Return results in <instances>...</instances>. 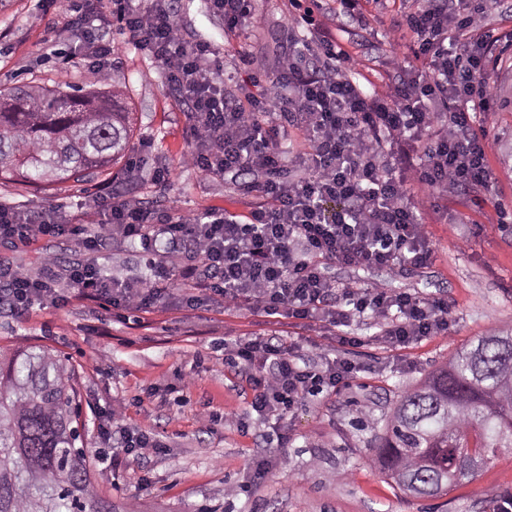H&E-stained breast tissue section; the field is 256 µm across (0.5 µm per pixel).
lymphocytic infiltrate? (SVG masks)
Wrapping results in <instances>:
<instances>
[{
  "instance_id": "lymphocytic-infiltrate-1",
  "label": "lymphocytic infiltrate",
  "mask_w": 512,
  "mask_h": 512,
  "mask_svg": "<svg viewBox=\"0 0 512 512\" xmlns=\"http://www.w3.org/2000/svg\"><path fill=\"white\" fill-rule=\"evenodd\" d=\"M66 19L65 30L82 55L110 76L118 49L90 20H119L129 43L162 62L169 86L188 105L190 162L208 176H231L245 193L266 202L247 215L220 211L184 214L175 205L153 211L137 200L100 195L109 223L79 231L56 213H29L0 206V243L26 246L41 237H78L84 254L66 273L45 259L39 275L22 272L0 255V294L12 311L34 305H67L60 278L86 297L123 311L151 312L164 296L170 271L151 265L150 280L130 284L104 275L98 254L107 238L140 241L145 252L165 245L191 254L181 276L201 300L245 306L268 316L321 319L340 328L336 342L357 344L344 329L369 315L384 319L381 339L407 348L448 329V304L374 285L344 288L325 277L321 261L350 267L427 264L432 250L414 193L443 195L490 178L486 136L477 113L493 108L492 51L507 36L482 29L485 0H424L406 16L416 36L412 57H394L399 81L388 94L368 95L350 80L352 58L330 30L314 33L323 57L301 48L294 31L281 44L283 61L271 87L262 85V65L247 57L249 74L239 96L224 92L218 47L187 42L174 19L173 0H50ZM298 131L306 152L286 158L280 139ZM303 167L300 176L289 167ZM251 391L259 421L288 442L284 422L306 397L338 391L359 369L347 358L307 364L299 346L257 336L224 344ZM101 435L115 452L100 456L115 469L122 455L163 445L151 433L125 424L121 412L102 411Z\"/></svg>"
}]
</instances>
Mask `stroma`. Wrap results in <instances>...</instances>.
<instances>
[{
  "instance_id": "obj_1",
  "label": "stroma",
  "mask_w": 512,
  "mask_h": 512,
  "mask_svg": "<svg viewBox=\"0 0 512 512\" xmlns=\"http://www.w3.org/2000/svg\"><path fill=\"white\" fill-rule=\"evenodd\" d=\"M294 1L252 0L254 26L243 39L225 37L224 18L210 0H175V17L185 40L218 46L225 72L242 71L244 47L273 73L281 27ZM298 1L313 9L323 27L348 30L345 45L353 58L348 77L364 93L387 92L390 57L411 54L415 40L408 31L390 32L388 25L418 10L422 0H370L365 28L342 12L339 0ZM56 24L39 0H13L0 11V84L34 81L101 91L121 85L133 114L132 148L109 174L87 182L38 190L18 179L1 181L0 204L28 212L55 210L88 228L107 220L95 205L107 186L117 198L149 207L173 203L184 213L244 215L262 204V197L242 195L231 179L205 176L187 163L192 145L186 108L169 88L161 62L127 44L116 27L111 37L120 54L112 80L102 79L76 55L72 37L53 33ZM492 81L495 109L476 119L487 134L491 186L416 199L429 215L425 230L432 261L409 269L325 265L329 278L353 288L375 285L445 299L447 332L394 349L379 339L383 320L364 318L349 327L360 344L341 347L333 328L318 320L286 319L277 325L248 308L228 310L220 303L191 310L177 298L185 287L179 273L188 261L178 251L161 256L172 272L171 294L151 314L128 312L119 318L112 307L75 297L63 308L48 305L0 317L1 352L41 345L74 365L83 447L101 496L138 512H198L205 504L223 512H491L494 502L512 495V448L498 451L474 481L426 500L400 497L370 458L374 434L382 432L407 389L478 337L512 331V163L505 158L512 149L511 49L500 50ZM159 169L170 171L169 181H155ZM13 256L19 269L34 275L44 257L63 269L81 251L73 239L41 238ZM99 264L105 275L129 283L148 272L140 245L119 237L105 242ZM271 334L298 341L306 361L346 357L360 366L348 387L310 398L294 410L291 439L283 445L268 438L269 428L260 421H251L245 433L224 421L228 412L246 414L251 399L244 378L224 358L225 339ZM171 386L180 388V399L165 398ZM109 407L122 409L126 424L152 432L164 442V451L128 457L117 470H103L96 458L113 447L102 438L97 415ZM206 411L212 420H201ZM359 416L368 420V428L355 427ZM261 457L279 465L258 481L252 463Z\"/></svg>"
}]
</instances>
